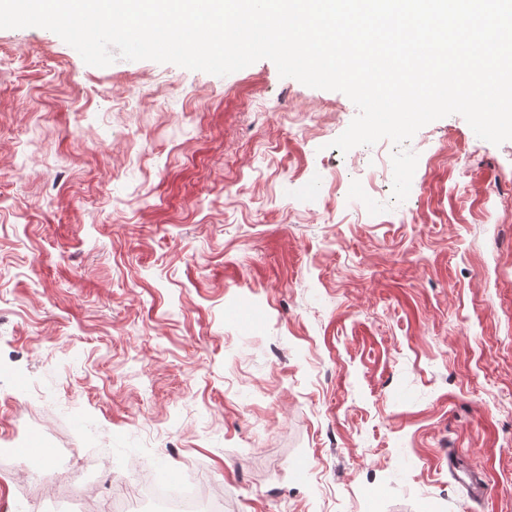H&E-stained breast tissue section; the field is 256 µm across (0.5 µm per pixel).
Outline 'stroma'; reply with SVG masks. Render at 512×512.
<instances>
[{
	"label": "stroma",
	"mask_w": 512,
	"mask_h": 512,
	"mask_svg": "<svg viewBox=\"0 0 512 512\" xmlns=\"http://www.w3.org/2000/svg\"><path fill=\"white\" fill-rule=\"evenodd\" d=\"M355 115L267 59L96 67L0 29V512H75L79 450L124 437L100 512L182 466L206 512H365L367 485L380 512H512V140L427 124L396 203L389 140L332 146ZM32 433L49 499L12 479ZM448 469L451 473L457 475V471L463 472L468 481L460 478L471 495H482L485 491L486 481L483 475L465 469L462 463V455L458 451L448 452Z\"/></svg>",
	"instance_id": "obj_1"
}]
</instances>
